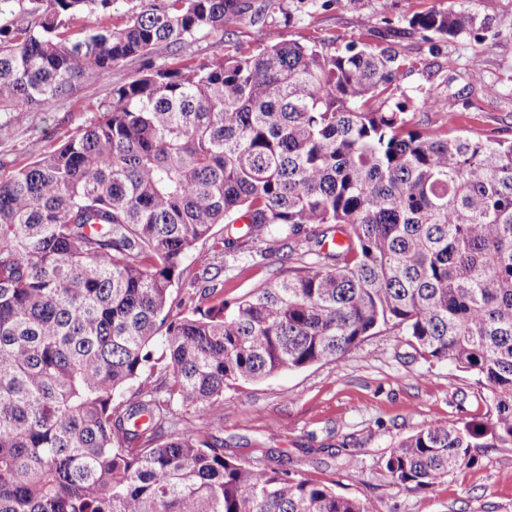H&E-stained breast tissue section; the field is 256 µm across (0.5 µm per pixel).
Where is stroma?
<instances>
[{
  "label": "stroma",
  "mask_w": 512,
  "mask_h": 512,
  "mask_svg": "<svg viewBox=\"0 0 512 512\" xmlns=\"http://www.w3.org/2000/svg\"><path fill=\"white\" fill-rule=\"evenodd\" d=\"M264 20L225 24L223 34L198 35L182 49L156 46L155 64L207 62L215 55L255 53L266 30L328 51L354 43L395 48L404 64L400 87L426 93L459 116L457 128L483 139H512V0H249ZM454 10L486 25L448 40L412 29L413 15ZM480 62L486 85L468 77ZM138 59L32 112H0L11 124L0 139V171L10 172L53 151L97 120L114 86L134 79ZM240 256L203 242L181 266L183 289L202 288L204 266L235 267ZM286 265L267 255L224 284L226 299L262 287ZM487 411L474 376L423 357L409 337L384 331L335 363L313 365L224 392L217 435L224 448L262 462L273 449L290 468L336 492L368 500L373 512H512V447L474 449L471 465L431 489L393 485L384 461L397 443L432 425L481 421Z\"/></svg>",
  "instance_id": "35a3bbf8"
}]
</instances>
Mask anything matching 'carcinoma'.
<instances>
[{
  "label": "carcinoma",
  "mask_w": 512,
  "mask_h": 512,
  "mask_svg": "<svg viewBox=\"0 0 512 512\" xmlns=\"http://www.w3.org/2000/svg\"><path fill=\"white\" fill-rule=\"evenodd\" d=\"M27 0L0 21V112H28L128 58L100 118L0 176V512H372L254 467L212 432L224 389L328 364L382 329L477 376L487 417L429 425L386 458L428 489L512 447V140L423 132L391 47L327 52L281 38L255 54L155 66L246 14L243 0ZM89 16L96 22H84ZM410 24L477 31L455 11ZM246 234L220 241L218 224ZM265 240L312 255L231 301L200 243ZM161 342L156 354L154 344ZM248 252L239 255L230 253L226 254L218 249L212 248V241L203 242L188 255L181 266V275L179 286L183 289L192 291L193 289L204 288L205 283L201 278L202 269L205 265L210 264L211 267L223 268L224 264L227 268L236 267L243 264L241 259L243 256L248 257ZM241 257V258H240Z\"/></svg>",
  "instance_id": "carcinoma-1"
}]
</instances>
